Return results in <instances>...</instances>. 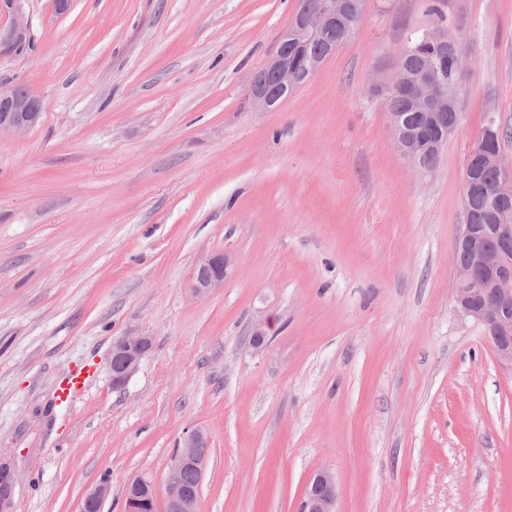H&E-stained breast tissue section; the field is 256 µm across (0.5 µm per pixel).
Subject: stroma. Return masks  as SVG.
Masks as SVG:
<instances>
[{"mask_svg": "<svg viewBox=\"0 0 512 512\" xmlns=\"http://www.w3.org/2000/svg\"><path fill=\"white\" fill-rule=\"evenodd\" d=\"M436 5L466 70L423 172L373 87ZM297 7L27 0L33 45L0 58V86L44 102L0 140L6 512H78L104 479L103 512H123L136 478L164 492L195 429L197 512H301L323 469L337 512H512V370L453 295L467 156L487 121L512 130V0H364L300 89L250 110ZM218 252L223 283L193 294ZM131 329L153 348L116 391L109 349ZM78 371L87 391L56 404ZM226 259L222 253H212L199 259L192 272L190 288L202 296L224 281Z\"/></svg>", "mask_w": 512, "mask_h": 512, "instance_id": "35a3bbf8", "label": "stroma"}]
</instances>
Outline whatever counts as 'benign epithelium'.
Here are the masks:
<instances>
[{"label":"benign epithelium","mask_w":512,"mask_h":512,"mask_svg":"<svg viewBox=\"0 0 512 512\" xmlns=\"http://www.w3.org/2000/svg\"><path fill=\"white\" fill-rule=\"evenodd\" d=\"M25 0H0V14L9 23L0 25V56L18 52L31 39L32 30L24 11ZM350 0H319L312 5L299 0L291 27L278 38L277 47L254 74L247 91L250 107L267 111L301 86V73L288 62L290 50L298 45L315 44L318 56L325 59L336 46V33L352 29ZM419 37L445 56L459 47L457 39L443 26L426 29ZM395 66L388 80L376 85L387 93L401 96L406 107L418 118L407 127L401 119L390 117L399 152L416 168L428 171L448 137L460 122L459 91L450 87L438 60L425 57L417 61L412 76L399 77ZM43 110L36 97L19 93L17 88H0V139L17 137L35 126ZM474 156H469L465 172H470ZM479 167L496 174L497 197L512 196V168L504 165L495 152L481 155ZM456 279L453 294L466 316L480 323L499 363L512 369V220L503 215L491 239L475 231L473 225H460L453 252ZM226 259L212 253L199 259L192 272L190 288L202 296L224 281ZM152 349L151 336L127 332L112 340L109 367L112 389L121 390L137 373ZM208 438L200 430L191 431L172 461L165 484V512H197V492L188 489L185 473L189 469L203 475L207 462ZM110 494L103 480L82 499L79 512H102ZM336 482L328 471L317 473L306 488L302 512H335ZM156 501L154 483L146 478L129 482L124 491V512H145Z\"/></svg>","instance_id":"benign-epithelium-1"}]
</instances>
